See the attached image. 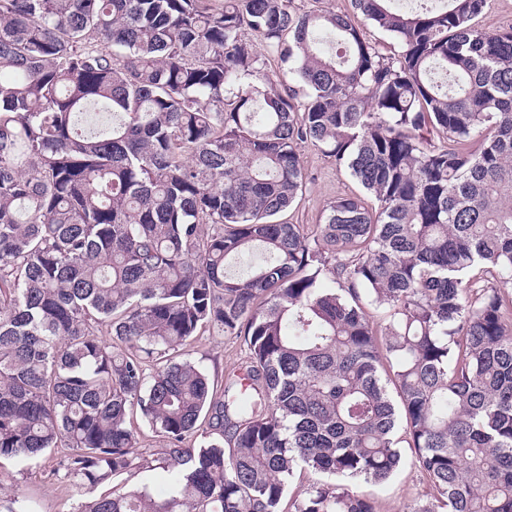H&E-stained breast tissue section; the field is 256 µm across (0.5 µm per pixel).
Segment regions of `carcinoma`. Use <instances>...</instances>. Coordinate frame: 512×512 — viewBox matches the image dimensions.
Wrapping results in <instances>:
<instances>
[{"mask_svg":"<svg viewBox=\"0 0 512 512\" xmlns=\"http://www.w3.org/2000/svg\"><path fill=\"white\" fill-rule=\"evenodd\" d=\"M393 2L0 0V460L69 448L75 512H284L299 471L290 512H376L407 447L416 512H512V26ZM306 142L378 209L282 220ZM207 326L247 348L220 390ZM137 413L167 490L93 495ZM366 38L376 45L385 56L394 57L398 55L400 47L397 42L379 28L366 24L363 26Z\"/></svg>","mask_w":512,"mask_h":512,"instance_id":"carcinoma-1","label":"carcinoma"}]
</instances>
